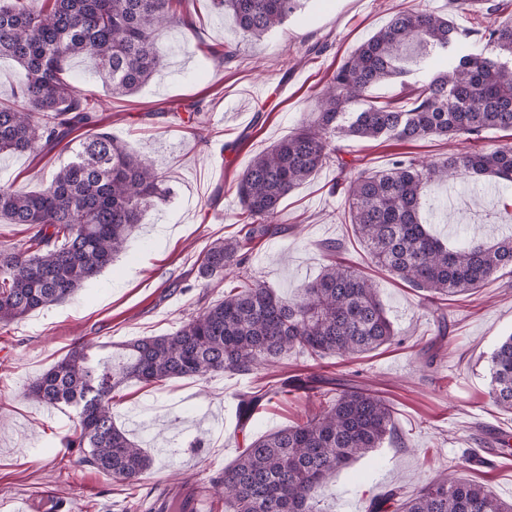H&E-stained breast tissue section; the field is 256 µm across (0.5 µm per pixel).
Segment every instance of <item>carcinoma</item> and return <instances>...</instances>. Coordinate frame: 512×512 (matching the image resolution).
Instances as JSON below:
<instances>
[{
	"mask_svg": "<svg viewBox=\"0 0 512 512\" xmlns=\"http://www.w3.org/2000/svg\"><path fill=\"white\" fill-rule=\"evenodd\" d=\"M297 0H210L231 14L240 34L259 40L282 26ZM189 0H0V58L19 67L13 97L0 101V154L41 153L61 143L71 159L39 191L0 186V220L26 226L22 246L0 247V324L68 300L120 254L166 189L154 165L130 153L106 131L100 105L70 75L69 62L94 58L115 97L133 95L162 68L157 39L171 26L196 31ZM465 9L490 19L484 28H458L452 17L425 11L397 14L336 69L317 97L312 118L287 138L256 154L242 172V212L236 235L202 252V279L233 277L224 298L208 304L172 333L122 345L121 361L81 344L29 386L36 403L73 407L67 447L102 474L138 481L150 456L112 418V393L129 380L158 385L210 373L249 374L297 352L314 361L356 359L390 344L392 323L372 281L336 262L339 246L323 245L320 275L290 300L258 282L247 266L249 246L280 229L282 201L318 171L336 167L354 233L371 262L422 293L446 334L445 296L482 287L493 276H512V228L489 245L477 237L453 245L423 223L420 190L491 176L512 185V142L483 146L491 131L512 132V18L497 19L495 0H448V12ZM469 40L491 55L464 54L424 84L382 100L371 90L402 76L399 51L415 44L446 52ZM462 138L474 148L434 161L415 158L416 142ZM380 141L398 149L391 166L359 168L345 159L342 141ZM490 397L512 412V334L488 358ZM325 405L243 449L212 482L224 512H322L318 489L337 470L394 439L390 405L377 392L338 378L307 379ZM284 393L271 388L240 395L252 412ZM370 512H512V503L485 486L439 476L404 499L396 487L375 498Z\"/></svg>",
	"mask_w": 512,
	"mask_h": 512,
	"instance_id": "1",
	"label": "carcinoma"
}]
</instances>
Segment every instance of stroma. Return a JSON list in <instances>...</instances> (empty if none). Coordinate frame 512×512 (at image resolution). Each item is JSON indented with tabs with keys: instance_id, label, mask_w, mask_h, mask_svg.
<instances>
[{
	"instance_id": "stroma-1",
	"label": "stroma",
	"mask_w": 512,
	"mask_h": 512,
	"mask_svg": "<svg viewBox=\"0 0 512 512\" xmlns=\"http://www.w3.org/2000/svg\"><path fill=\"white\" fill-rule=\"evenodd\" d=\"M446 2L299 0L283 26L254 42L209 0H193L196 30L169 28L158 42L163 70L124 98L106 91L90 57L71 63L77 86L101 103L107 131L154 163L171 194L149 208L127 250L71 299L0 326V512H9L16 497L27 498L31 512H46L49 496L61 512H149L169 485H210L252 439L300 421L317 405L304 388L313 374L377 390L391 406L398 434L395 443L351 462L319 489L327 512H367L386 490L398 487L410 496L448 471L512 501V461L492 444L512 433V413L493 404L487 364L512 334V281L498 278L448 298V335L435 344L437 328L420 293L372 264L355 237L330 167L283 201V232L259 241L249 265L288 298L320 273L323 244L338 243V259L375 282L397 334L393 344L352 362L293 354L246 375L124 384L114 393V421L154 460L134 484L79 463L78 453L65 448L73 408L37 405L26 394L78 343L92 339L117 348L167 334L223 298L230 281L198 278V259L213 241L235 235L238 178L251 158L310 118L336 68L392 16L412 9L443 14ZM323 42L326 52L308 55L311 45ZM222 43L238 50L223 66L207 51ZM194 103L202 108L200 140L188 131ZM70 158L63 145L47 154L0 155V185L39 189ZM423 195L436 207L432 222L441 234L453 229L489 240L497 225L512 224V194L497 193L491 181L461 183L452 191L432 183ZM281 384L287 394L250 418L241 416L240 394Z\"/></svg>"
}]
</instances>
